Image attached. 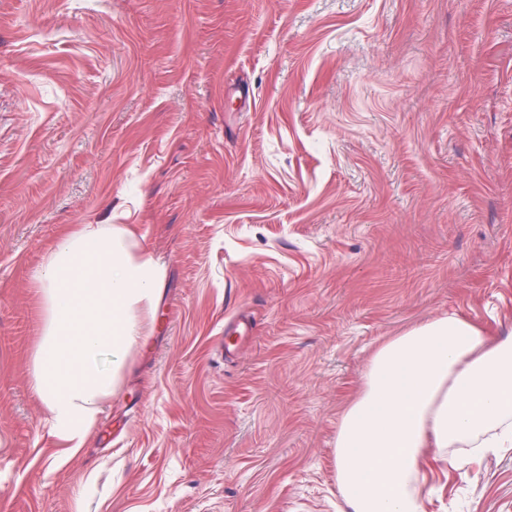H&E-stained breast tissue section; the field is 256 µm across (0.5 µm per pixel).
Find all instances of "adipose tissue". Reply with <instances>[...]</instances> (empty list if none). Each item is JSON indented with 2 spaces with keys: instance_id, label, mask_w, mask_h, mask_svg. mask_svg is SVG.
<instances>
[{
  "instance_id": "1",
  "label": "adipose tissue",
  "mask_w": 512,
  "mask_h": 512,
  "mask_svg": "<svg viewBox=\"0 0 512 512\" xmlns=\"http://www.w3.org/2000/svg\"><path fill=\"white\" fill-rule=\"evenodd\" d=\"M164 276L130 224H80L46 249L30 388L63 454L84 447L146 343ZM511 447L512 336L444 315L373 352L336 428V483L347 512H425L417 483L429 459Z\"/></svg>"
}]
</instances>
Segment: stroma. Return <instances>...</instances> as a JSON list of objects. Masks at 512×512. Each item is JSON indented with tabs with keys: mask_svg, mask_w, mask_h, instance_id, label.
I'll use <instances>...</instances> for the list:
<instances>
[{
	"mask_svg": "<svg viewBox=\"0 0 512 512\" xmlns=\"http://www.w3.org/2000/svg\"><path fill=\"white\" fill-rule=\"evenodd\" d=\"M74 224L166 272L63 460L32 274ZM448 313L512 333V0H0V512H336L373 349ZM420 491L512 512V449Z\"/></svg>",
	"mask_w": 512,
	"mask_h": 512,
	"instance_id": "35a3bbf8",
	"label": "stroma"
}]
</instances>
